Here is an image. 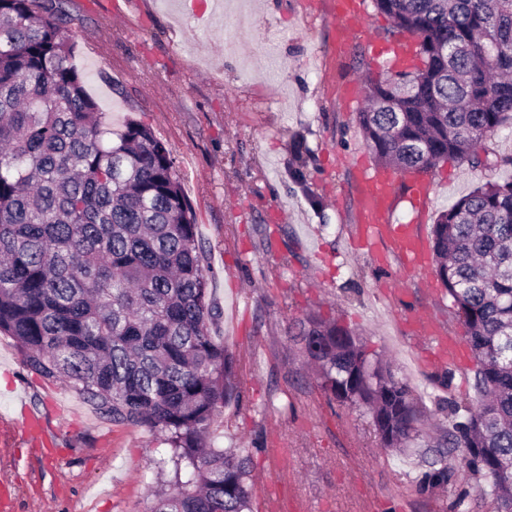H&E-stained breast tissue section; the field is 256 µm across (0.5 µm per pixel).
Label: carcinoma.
<instances>
[{
  "instance_id": "1",
  "label": "carcinoma",
  "mask_w": 512,
  "mask_h": 512,
  "mask_svg": "<svg viewBox=\"0 0 512 512\" xmlns=\"http://www.w3.org/2000/svg\"><path fill=\"white\" fill-rule=\"evenodd\" d=\"M392 33L421 38L423 67L370 82L365 146L400 172L454 158L483 163L512 125V0H373ZM65 0H0V335L24 367L63 381L115 425L161 437L168 489L149 512H256L251 448H217L213 427L242 398L238 360L211 336V271L172 150L119 123L74 64ZM435 271L465 327L472 402L453 405L438 465L512 512V180L442 210ZM329 399L364 407L383 446L419 447L421 411L365 340L308 314L289 327Z\"/></svg>"
}]
</instances>
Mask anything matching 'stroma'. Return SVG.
I'll list each match as a JSON object with an SVG mask.
<instances>
[{"mask_svg": "<svg viewBox=\"0 0 512 512\" xmlns=\"http://www.w3.org/2000/svg\"><path fill=\"white\" fill-rule=\"evenodd\" d=\"M245 2L254 31L231 57L221 50L230 22L205 24L184 0L67 3L81 19L71 38L89 94L113 120L140 121L169 145L195 214L221 312L212 334L231 346L245 387L240 409L225 410L211 438L220 448L258 447L260 506L280 482L287 512L300 499L308 512H364L369 495L374 512H451L453 492L419 488L426 456L384 448L364 409L329 400L288 338L289 325L310 313L363 336L412 387L435 439L450 404L473 397L466 368L427 369V342L400 328L421 310L447 335H463L435 269L380 259L360 232V175L377 164L357 113L369 80L386 74L390 22L369 2L339 52L331 0ZM482 152V165L440 161L423 200L413 176L395 174L392 223L430 239L452 202L512 180V129ZM24 402L53 445L23 440L18 421L0 428L12 512H146L152 491L165 488L156 462L169 448L159 436L113 425L66 384L28 371L0 335V415Z\"/></svg>", "mask_w": 512, "mask_h": 512, "instance_id": "obj_1", "label": "stroma"}]
</instances>
